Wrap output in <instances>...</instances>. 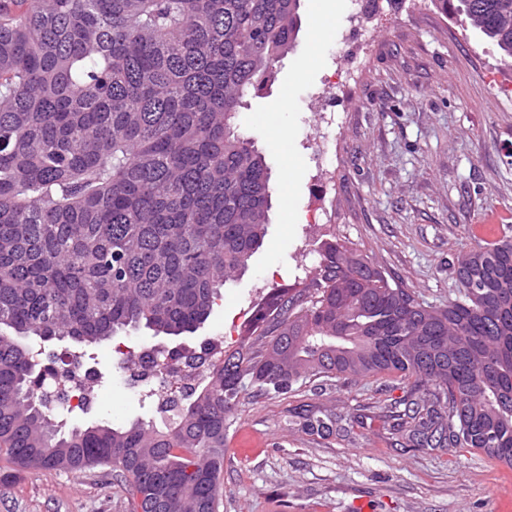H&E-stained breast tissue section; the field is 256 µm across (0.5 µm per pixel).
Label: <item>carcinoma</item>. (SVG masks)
<instances>
[{
    "label": "carcinoma",
    "mask_w": 512,
    "mask_h": 512,
    "mask_svg": "<svg viewBox=\"0 0 512 512\" xmlns=\"http://www.w3.org/2000/svg\"><path fill=\"white\" fill-rule=\"evenodd\" d=\"M301 0H14L0 6V453L27 470L118 472L130 512H219L224 423L306 374L414 379L382 407L414 448L512 466V237L458 257L461 298L418 311L329 241L304 291L271 289L263 348L213 364L158 429L57 430L27 341L194 332L267 232L269 167L236 123L295 46ZM512 57V0H460ZM309 300L306 307L300 306ZM332 434L339 418L298 413Z\"/></svg>",
    "instance_id": "1"
}]
</instances>
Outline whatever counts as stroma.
Returning <instances> with one entry per match:
<instances>
[{
    "mask_svg": "<svg viewBox=\"0 0 512 512\" xmlns=\"http://www.w3.org/2000/svg\"><path fill=\"white\" fill-rule=\"evenodd\" d=\"M340 2L316 48L312 2L301 0L294 50L239 115L273 186L268 231L247 272L195 332L131 330L87 348L83 364L103 377L68 423L161 422L157 398L132 381L117 343L183 345L196 357L218 342L234 351L248 343L247 323L270 289L298 292L315 276L326 240L367 256L419 302L442 306L459 297L457 254L487 244L478 225H512V61L469 24L459 0H402L395 14L365 24L364 50L352 53L342 35L354 0ZM338 62L349 76L331 91L325 77ZM283 95L289 107L275 113ZM320 98L336 115L321 157L312 149ZM282 126L284 150L274 144ZM290 159L298 173L286 185ZM324 167L336 181L318 191ZM410 387L397 374L310 376L288 394L246 400L226 419L220 512H512V466L477 451L395 446L380 407ZM302 405L341 416L344 431H303L294 415ZM0 512H127L126 492L99 469L33 470L0 484Z\"/></svg>",
    "mask_w": 512,
    "mask_h": 512,
    "instance_id": "stroma-1",
    "label": "stroma"
}]
</instances>
